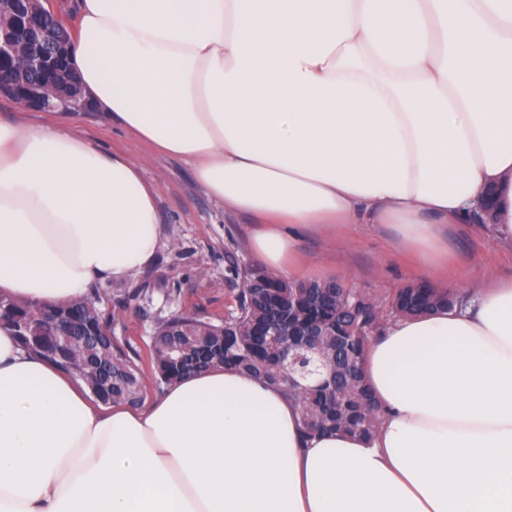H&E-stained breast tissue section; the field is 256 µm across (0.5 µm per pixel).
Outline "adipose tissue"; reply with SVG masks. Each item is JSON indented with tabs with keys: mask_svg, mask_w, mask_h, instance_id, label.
Returning a JSON list of instances; mask_svg holds the SVG:
<instances>
[{
	"mask_svg": "<svg viewBox=\"0 0 512 512\" xmlns=\"http://www.w3.org/2000/svg\"><path fill=\"white\" fill-rule=\"evenodd\" d=\"M71 62L131 136L186 160L295 274L299 233L394 224L435 274L447 224L512 248V0H81ZM156 192L68 115L0 123V295L43 308L154 260ZM363 371L374 437L307 435L217 366L92 402L0 321V512H512V280L396 319Z\"/></svg>",
	"mask_w": 512,
	"mask_h": 512,
	"instance_id": "1",
	"label": "adipose tissue"
}]
</instances>
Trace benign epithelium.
<instances>
[{"label":"benign epithelium","mask_w":512,"mask_h":512,"mask_svg":"<svg viewBox=\"0 0 512 512\" xmlns=\"http://www.w3.org/2000/svg\"><path fill=\"white\" fill-rule=\"evenodd\" d=\"M52 0H10L14 27L0 33V65L19 62L20 69L47 73L68 60L73 32L51 5ZM0 96L23 104L30 110L68 114L93 112L95 108L81 94L58 89L45 92L39 82H24L0 70Z\"/></svg>","instance_id":"7a95c632"}]
</instances>
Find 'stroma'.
Listing matches in <instances>:
<instances>
[{
    "mask_svg": "<svg viewBox=\"0 0 512 512\" xmlns=\"http://www.w3.org/2000/svg\"><path fill=\"white\" fill-rule=\"evenodd\" d=\"M75 122L100 150L134 158L157 193L161 234L153 264L97 289L99 309L112 318L113 340L144 356L157 323L171 315L222 322L234 306L229 266L253 264L252 218L226 211L199 187L190 163L156 152L111 118L86 112ZM446 237L454 263L442 288L461 291L486 271L512 279V250L498 245L485 225L450 224ZM397 238L395 227L383 224H350L334 234L308 230L301 235V265L311 279L336 274L347 287L385 298L421 278L414 257L396 251Z\"/></svg>",
    "mask_w": 512,
    "mask_h": 512,
    "instance_id": "obj_1",
    "label": "stroma"
}]
</instances>
